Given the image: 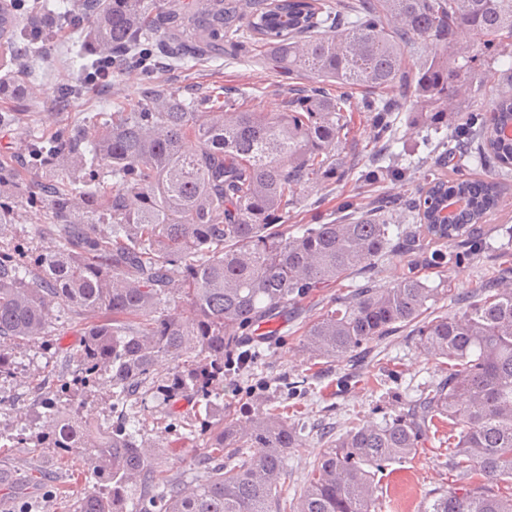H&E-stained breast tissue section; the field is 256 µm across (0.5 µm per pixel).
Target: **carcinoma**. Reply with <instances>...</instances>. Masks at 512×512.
<instances>
[{
    "label": "carcinoma",
    "instance_id": "cac0c4a2",
    "mask_svg": "<svg viewBox=\"0 0 512 512\" xmlns=\"http://www.w3.org/2000/svg\"><path fill=\"white\" fill-rule=\"evenodd\" d=\"M15 2L0 0V98L13 103L41 90L36 61L67 29L84 33L76 55L88 62L58 86L63 106L93 83L102 54L118 79L156 63L260 56L298 82L280 112L245 107L237 89L185 96L155 82L54 135L21 129L19 155L0 160V236L18 207L37 208L59 246L34 256L0 250V376L11 370L10 348L52 335L54 309L67 307L85 320L78 380L109 375L116 407L140 391L168 405L191 394L207 411L242 337L271 335L269 324L298 299L375 269L395 224L400 276L335 297L306 324L303 349L332 362L408 327L445 360L443 375L403 412L336 438L292 512H371L376 473L416 455L439 423L457 479L423 512H512V267L484 269L472 301L429 320L439 289L418 274L463 256L477 265L488 249L479 225L512 178V136L503 135L512 66L491 107L477 103L478 53L459 34L512 59V0H38L23 11ZM355 112L371 129L357 181L417 174L418 197L358 196L325 224L288 225L302 191L352 170L336 147ZM404 117L419 131L447 130L424 145L489 176L443 179L397 155ZM454 194L469 207L441 224L438 202ZM176 299L182 305L168 310ZM163 360L177 369L158 374ZM37 405L41 444L84 449L91 488L76 512H272L288 450L305 430L273 409L207 422L205 475L182 484L162 475L126 420L97 423L57 397Z\"/></svg>",
    "mask_w": 512,
    "mask_h": 512
}]
</instances>
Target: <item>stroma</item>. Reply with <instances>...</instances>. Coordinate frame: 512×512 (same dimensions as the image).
Instances as JSON below:
<instances>
[{
    "label": "stroma",
    "mask_w": 512,
    "mask_h": 512,
    "mask_svg": "<svg viewBox=\"0 0 512 512\" xmlns=\"http://www.w3.org/2000/svg\"><path fill=\"white\" fill-rule=\"evenodd\" d=\"M81 39L80 32H67L44 52L40 69L49 82L59 85L71 76L70 48ZM155 78L182 93H202L215 84L244 89L257 85L265 90L261 107L267 112L281 111L289 83L286 75L224 60H203L190 71L169 67L158 71ZM142 84V77L133 74L83 92L66 109L55 107L50 94L41 93L33 106L39 114V128L45 134L62 130L75 116L102 111L106 102L136 98ZM357 191L350 177L336 184L322 183L308 190L307 206L290 209L288 221L306 224L314 213H336L342 202ZM44 222L42 211L20 210L17 224L0 239V247L37 253L54 249L56 239L41 232ZM423 275L431 286L442 290L427 304L426 315L430 318L454 314L453 298H469L480 285L472 264L466 260L445 269H425ZM343 291V286L333 284L314 291L289 309L279 321L277 334L259 342L253 364L225 376L212 399V418L216 421L229 413L242 418L257 407L274 406L289 421L305 423L302 445L288 452L287 473L274 512H289L315 459L352 423L379 422L397 414L441 377L440 366L404 330L372 344L365 362L356 364L341 358L313 363L300 347L305 325ZM53 321L55 334L14 350V373L0 378V434L35 438L40 424L32 410L34 401L48 393L51 384L71 379L77 367L83 318L58 309ZM77 399L83 415L96 420L113 423L122 415L134 416L141 434L154 447L165 476L189 483L198 475L206 448L197 432L200 414L195 401L181 400L169 407L149 398L133 403L122 414L113 408L111 387L103 378L79 390ZM447 439V428H440L429 434L414 457L390 463L378 472L372 512H422L434 490L447 487L455 478L448 465ZM0 467L33 479L19 493L0 491V512H19L31 501L38 503V512H74L87 491L80 477L85 463L79 448H0Z\"/></svg>",
    "instance_id": "35a3bbf8"
}]
</instances>
